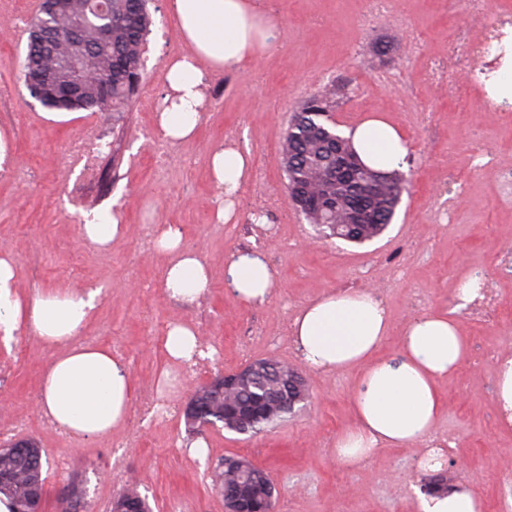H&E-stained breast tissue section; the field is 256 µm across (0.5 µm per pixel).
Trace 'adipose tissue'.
Listing matches in <instances>:
<instances>
[{"label": "adipose tissue", "instance_id": "obj_1", "mask_svg": "<svg viewBox=\"0 0 512 512\" xmlns=\"http://www.w3.org/2000/svg\"><path fill=\"white\" fill-rule=\"evenodd\" d=\"M188 50L165 66L166 92L157 114L160 135L169 142L191 139L206 101L210 70H242L274 47L279 19L257 0H169ZM353 147L362 162L390 171L403 163L409 142L384 117L368 118L351 128ZM212 179L223 204L215 212L224 224L236 218L233 194L251 177L247 144L221 146L210 156ZM83 237L99 248L122 239L119 213L94 211L84 216ZM157 253L167 255L165 287L171 297L191 306L209 288V271L183 248L176 224L157 228ZM224 278L237 300L252 307L270 303L274 273L261 251L233 252ZM9 253L0 252V342L10 343L23 329L58 354L42 378L45 417L77 437H105L124 421L133 393L127 365L111 348L80 343L79 336L100 303L101 288L38 292L21 296ZM385 302L373 290L326 291L302 306L290 323L298 356L311 369L333 374L360 371L353 395L354 425L336 441V460L346 468L363 466L382 447L431 439L443 414L440 381L465 360L468 350L453 311H426L403 329L397 354L379 351L391 333ZM416 512H481L482 503L466 486L448 494L418 493Z\"/></svg>", "mask_w": 512, "mask_h": 512}]
</instances>
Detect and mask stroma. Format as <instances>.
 <instances>
[{"mask_svg": "<svg viewBox=\"0 0 512 512\" xmlns=\"http://www.w3.org/2000/svg\"><path fill=\"white\" fill-rule=\"evenodd\" d=\"M267 3L281 21L277 47L255 66L223 74L196 136L175 145L173 162L161 172L138 148L139 130L155 125L164 62L186 46L167 0H149L152 50L114 124L101 186L86 196L99 209L118 205L127 227L121 240L101 249L86 246L74 208L62 200L75 178L62 161L69 141L103 115L47 119L23 85L17 61L27 33L14 24L18 16L33 18L39 0H0V96L11 102L10 112H0V137L15 161L13 178L0 179V248L14 258L20 292L104 285L83 333L124 353L138 393L162 382L172 367L164 349L170 324L192 325L214 360L207 373L171 389L181 407L215 375L261 357L288 364L309 385L301 410L258 435L219 426L195 435L180 416L147 422L133 402L111 438H88L74 448L40 413L41 379L56 351L22 332L11 345L0 344V359L29 353L0 377V402L26 419L20 437L37 441L48 460L44 512H64L73 488L82 495L80 512H110L127 475L153 512H224L211 474L230 455L269 472L277 487L275 512H414L415 493L430 477L420 465L423 443L380 448L356 469L339 465L336 440L353 422L359 372L309 369L289 334L292 312L321 292L357 287L362 271V283L386 303L394 329L390 352L412 317L452 307L462 278L480 276L496 289L491 319L458 310L469 356L440 384L445 411L437 434L450 445L443 465L448 485L469 486L482 512H512V427L505 426L497 400L498 363L488 356L492 350L512 355V257L504 255L512 244V186L501 179L512 170V104L504 105V117H492L480 109L482 88L465 83L471 39L512 10V0H396L392 14L378 18L370 17L367 0ZM330 82L341 89L332 113L338 131L382 112L408 136L406 185L395 218L378 239L357 245L324 238L287 206L269 212L266 236H256L251 218L264 193L286 194L281 142L287 122L302 100ZM229 131L247 136L262 181L243 186L236 221L219 224L209 159ZM473 140L482 146L483 164L469 151ZM457 179L466 188L452 202L448 189ZM146 224L182 226L184 248L196 252L211 275L200 303L188 307L168 296V258L144 248ZM252 246L276 273L264 308L238 302L224 281L227 258ZM198 439L208 448L202 458L184 450ZM62 458L69 465L65 476L57 470Z\"/></svg>", "mask_w": 512, "mask_h": 512, "instance_id": "1", "label": "stroma"}]
</instances>
